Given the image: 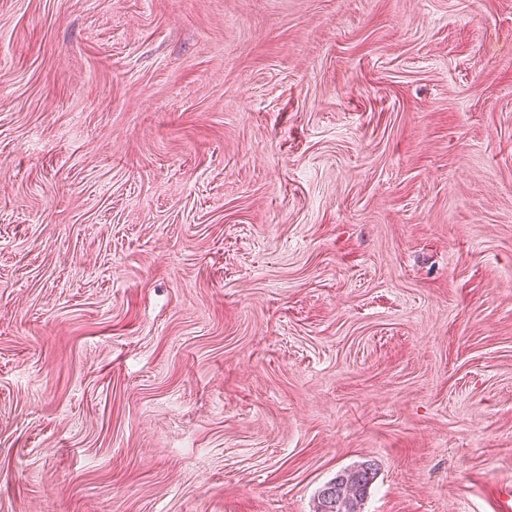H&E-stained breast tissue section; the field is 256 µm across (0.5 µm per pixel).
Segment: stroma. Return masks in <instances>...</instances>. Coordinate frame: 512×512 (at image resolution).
<instances>
[{
	"instance_id": "1",
	"label": "stroma",
	"mask_w": 512,
	"mask_h": 512,
	"mask_svg": "<svg viewBox=\"0 0 512 512\" xmlns=\"http://www.w3.org/2000/svg\"><path fill=\"white\" fill-rule=\"evenodd\" d=\"M495 512L512 0H0V512ZM364 465L340 471L347 475V485L337 498H331L328 503L318 494L315 512H362L368 487L376 475L375 469L371 467L362 470Z\"/></svg>"
}]
</instances>
